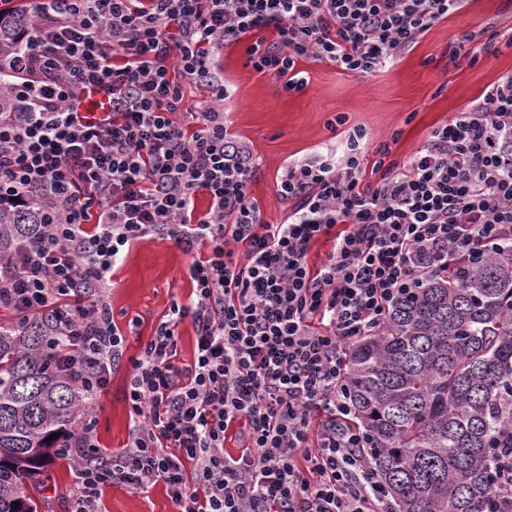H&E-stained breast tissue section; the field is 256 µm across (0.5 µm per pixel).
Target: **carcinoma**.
<instances>
[{
  "label": "carcinoma",
  "mask_w": 512,
  "mask_h": 512,
  "mask_svg": "<svg viewBox=\"0 0 512 512\" xmlns=\"http://www.w3.org/2000/svg\"><path fill=\"white\" fill-rule=\"evenodd\" d=\"M26 12L0 9V56L25 48ZM39 211L0 210V257L41 238ZM49 316L0 325V512L67 457L84 397L46 347ZM350 420L395 512H503L493 469L512 448V243L440 264L395 299L376 333L345 348ZM58 437L52 439L50 435Z\"/></svg>",
  "instance_id": "cac0c4a2"
}]
</instances>
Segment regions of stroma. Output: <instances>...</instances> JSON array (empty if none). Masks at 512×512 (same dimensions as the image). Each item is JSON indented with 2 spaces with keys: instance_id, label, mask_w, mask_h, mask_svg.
<instances>
[{
  "instance_id": "stroma-1",
  "label": "stroma",
  "mask_w": 512,
  "mask_h": 512,
  "mask_svg": "<svg viewBox=\"0 0 512 512\" xmlns=\"http://www.w3.org/2000/svg\"><path fill=\"white\" fill-rule=\"evenodd\" d=\"M481 30L497 32L498 53L472 66L455 67L454 38ZM511 35L512 0H471L466 9L432 26L397 61L386 64L379 76H355L334 63L310 59L299 64L307 85L293 93L284 90L282 79L253 69L248 41L226 46L216 66L232 89L224 105L228 131L257 160L250 191L264 220L271 224L287 220L292 205L277 194L284 170L289 162L341 141V131L333 126L336 118L366 131L371 151L364 161V178L376 181L379 175L372 167L379 145L389 144L392 158L408 159L431 130L512 72V46L506 43ZM192 260L170 237L155 234L133 244L110 274L112 316L126 343L123 360L88 405L104 453L122 450L130 441L129 360L139 356L172 304H191ZM74 483L69 461L50 466L37 493L40 512H68ZM99 508L101 512H176L160 480L142 490L122 484L103 487Z\"/></svg>"
}]
</instances>
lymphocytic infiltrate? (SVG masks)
<instances>
[{
	"mask_svg": "<svg viewBox=\"0 0 512 512\" xmlns=\"http://www.w3.org/2000/svg\"><path fill=\"white\" fill-rule=\"evenodd\" d=\"M467 3L30 0L31 47L8 61L4 92L21 110L0 121V206L37 202L49 221L0 261V307L52 314L48 348L90 400L124 355L107 276L125 248L165 233L209 251L190 266L192 305H173L130 362L129 444L105 457L88 418L69 440V512H100L102 486L156 479L178 512H391L364 439L336 429L351 413L342 352L435 262L473 263L512 241V73L410 158L379 146L377 181L364 178L359 127L343 150L289 164L278 194L294 207L270 224L250 193L252 154L224 123L230 90L214 59L250 36L249 63L289 91L307 84L304 59L374 76ZM187 82L208 95L181 123ZM95 88L102 119L81 112ZM324 237L330 253L309 265ZM187 318L195 359L182 366ZM177 359L179 365H189L194 360V328L191 319H184L177 327Z\"/></svg>",
	"mask_w": 512,
	"mask_h": 512,
	"instance_id": "1",
	"label": "lymphocytic infiltrate"
}]
</instances>
